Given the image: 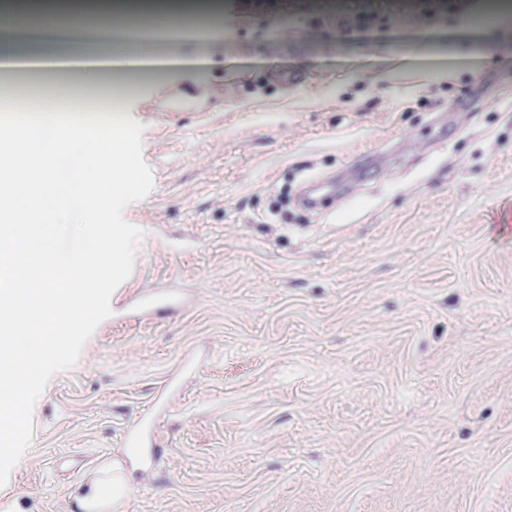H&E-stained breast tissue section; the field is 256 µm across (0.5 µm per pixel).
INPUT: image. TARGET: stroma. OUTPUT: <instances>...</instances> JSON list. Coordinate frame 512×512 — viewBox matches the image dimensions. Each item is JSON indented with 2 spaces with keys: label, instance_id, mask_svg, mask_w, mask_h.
I'll list each match as a JSON object with an SVG mask.
<instances>
[{
  "label": "stroma",
  "instance_id": "stroma-1",
  "mask_svg": "<svg viewBox=\"0 0 512 512\" xmlns=\"http://www.w3.org/2000/svg\"><path fill=\"white\" fill-rule=\"evenodd\" d=\"M128 89L154 188L127 282L33 410L0 512H77L192 348L124 512H512V17L491 0H218ZM353 17L350 26L341 17ZM198 108L165 112L164 91ZM335 180L313 209L298 196ZM184 306L185 299L174 289L145 293L139 289L125 288L121 290L120 299L111 304L112 316L103 322L147 319L160 309L178 311Z\"/></svg>",
  "mask_w": 512,
  "mask_h": 512
}]
</instances>
